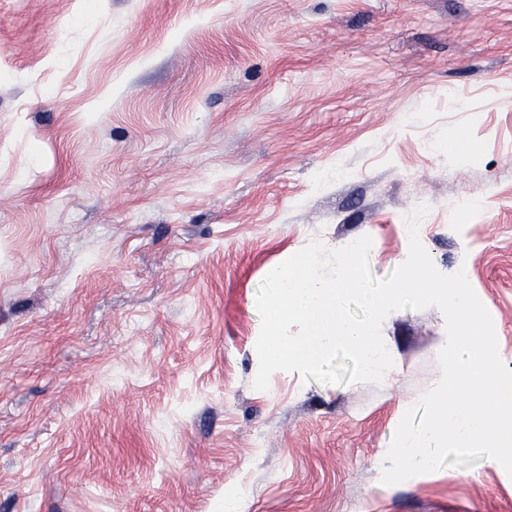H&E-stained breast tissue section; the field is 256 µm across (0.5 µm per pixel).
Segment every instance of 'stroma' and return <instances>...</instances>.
I'll return each instance as SVG.
<instances>
[{
	"label": "stroma",
	"instance_id": "1",
	"mask_svg": "<svg viewBox=\"0 0 512 512\" xmlns=\"http://www.w3.org/2000/svg\"><path fill=\"white\" fill-rule=\"evenodd\" d=\"M422 202L512 369V0H0V512H512L484 457L380 481L437 308L382 384L252 386L268 273L385 277Z\"/></svg>",
	"mask_w": 512,
	"mask_h": 512
}]
</instances>
